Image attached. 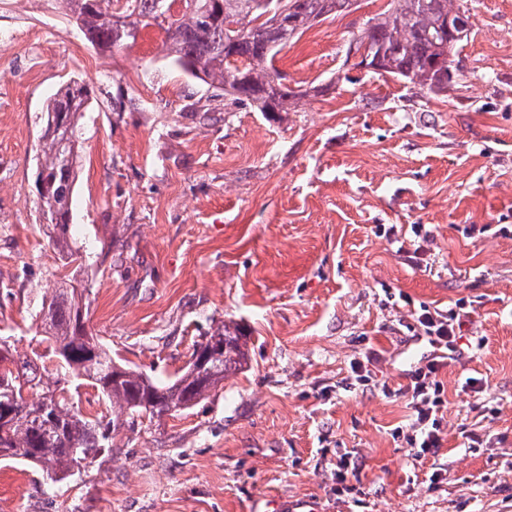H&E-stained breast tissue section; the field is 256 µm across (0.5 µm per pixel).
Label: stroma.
I'll list each match as a JSON object with an SVG mask.
<instances>
[{
    "label": "stroma",
    "instance_id": "stroma-1",
    "mask_svg": "<svg viewBox=\"0 0 512 512\" xmlns=\"http://www.w3.org/2000/svg\"><path fill=\"white\" fill-rule=\"evenodd\" d=\"M388 3L358 0L284 45L275 65L304 97L265 114L225 111L223 90L169 64L159 29L101 52L61 0H0V336L35 348L60 264L36 157L46 103L74 78L94 89L70 226L89 330L161 382L222 321L249 334L242 371L124 428L80 474L51 484L0 461V512H269L300 497L331 512H512V0H459L472 26L437 94L347 62ZM116 82L134 100L122 112ZM416 224L432 239L421 266ZM460 298L475 312L440 374L446 436L419 460L393 436L411 411L389 390L430 350L411 309ZM374 350L368 386L350 388ZM347 450L350 494L336 480Z\"/></svg>",
    "mask_w": 512,
    "mask_h": 512
}]
</instances>
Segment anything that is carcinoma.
Returning a JSON list of instances; mask_svg holds the SVG:
<instances>
[{
  "instance_id": "cac0c4a2",
  "label": "carcinoma",
  "mask_w": 512,
  "mask_h": 512,
  "mask_svg": "<svg viewBox=\"0 0 512 512\" xmlns=\"http://www.w3.org/2000/svg\"><path fill=\"white\" fill-rule=\"evenodd\" d=\"M85 39L104 51L133 45L158 19L159 0H62ZM280 0H187L186 10L159 22L162 48L169 61L192 77L224 90L229 104L259 112H286L302 93L288 85V75L275 67L280 47L299 37L318 19L347 12L356 0H286L288 25L276 15L263 18ZM120 10V26L111 12ZM457 0H390L384 12L367 20L356 39L367 64L378 74L404 79L421 90L445 92L451 79V52L460 38L448 31V19L460 18ZM241 23L232 38L224 21ZM91 88L76 80L62 85L45 109L41 172L48 183L40 199L42 215L59 216L46 224L49 243L61 266L74 267L65 281L40 297L41 334L46 353L15 357L0 347V460L21 459L56 481L80 469L77 449L97 456L135 419L150 420L191 408L225 378L246 364L247 334L235 322H223L206 341L194 346L190 360L175 381L160 384L112 360L102 341L89 333L85 289L78 275L83 254L70 240L69 213L80 150V121ZM55 358V367L44 358ZM97 392L105 409L87 415L65 393L74 383Z\"/></svg>"
}]
</instances>
